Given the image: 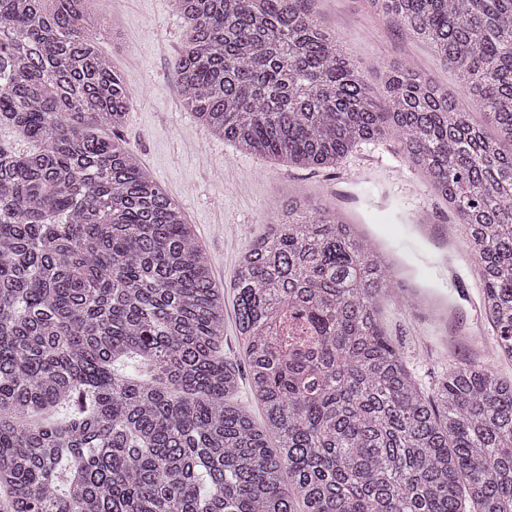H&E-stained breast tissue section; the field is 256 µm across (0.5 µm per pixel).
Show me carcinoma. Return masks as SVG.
Here are the masks:
<instances>
[{"instance_id":"carcinoma-1","label":"carcinoma","mask_w":512,"mask_h":512,"mask_svg":"<svg viewBox=\"0 0 512 512\" xmlns=\"http://www.w3.org/2000/svg\"><path fill=\"white\" fill-rule=\"evenodd\" d=\"M307 0H175L186 109L238 150L334 168L388 126L465 226L512 361V0H368L461 98L397 61L369 87ZM93 0H0V510L512 512V379L423 391L387 335L405 283L358 225L288 195L241 252L238 332L264 424L231 400L224 292L118 140L131 90ZM27 144L25 148L16 142Z\"/></svg>"}]
</instances>
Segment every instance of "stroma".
Wrapping results in <instances>:
<instances>
[{"label":"stroma","mask_w":512,"mask_h":512,"mask_svg":"<svg viewBox=\"0 0 512 512\" xmlns=\"http://www.w3.org/2000/svg\"><path fill=\"white\" fill-rule=\"evenodd\" d=\"M311 10L338 37L344 54L371 87L380 84L377 61L398 59L456 92L453 71L431 46L375 15L368 0H313ZM89 24L100 48L135 92L119 136L193 224L209 256L212 277L224 293V359L238 372L233 399L255 421H262L263 410L251 391L238 340L232 283L242 248L264 233L268 214L288 193L304 192L336 207L406 264L414 287L455 304L456 326L473 320L469 303L456 295L457 289L474 282L472 267L450 262L447 253L430 245L414 251L397 246L419 218L444 224L455 212L408 165L394 133L385 132L354 148L333 169L240 153L231 143L213 137L179 97L174 62L187 25L173 0H98ZM370 155L381 158L391 173L389 180H347L346 172ZM382 322L418 383L432 391L448 368L447 360L429 353L426 332L416 329L402 307L386 306Z\"/></svg>","instance_id":"1"}]
</instances>
